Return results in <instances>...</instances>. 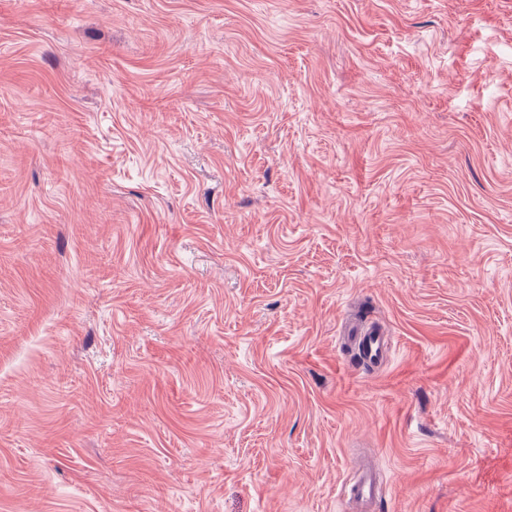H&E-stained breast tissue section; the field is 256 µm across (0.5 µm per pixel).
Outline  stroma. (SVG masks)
I'll list each match as a JSON object with an SVG mask.
<instances>
[{
	"label": "stroma",
	"mask_w": 512,
	"mask_h": 512,
	"mask_svg": "<svg viewBox=\"0 0 512 512\" xmlns=\"http://www.w3.org/2000/svg\"><path fill=\"white\" fill-rule=\"evenodd\" d=\"M365 456L512 512V0H0V512H346ZM357 348L359 360L363 364L375 365L380 363L389 351V342L383 333L376 328L356 331L349 337Z\"/></svg>",
	"instance_id": "1"
}]
</instances>
